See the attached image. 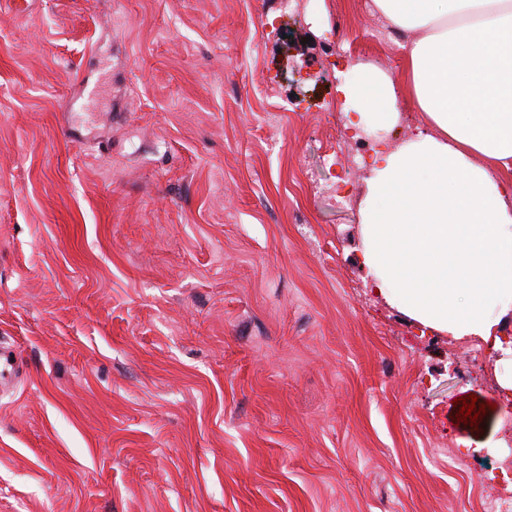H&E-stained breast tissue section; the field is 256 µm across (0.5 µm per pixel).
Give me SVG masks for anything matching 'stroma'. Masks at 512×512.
<instances>
[{"label":"stroma","mask_w":512,"mask_h":512,"mask_svg":"<svg viewBox=\"0 0 512 512\" xmlns=\"http://www.w3.org/2000/svg\"><path fill=\"white\" fill-rule=\"evenodd\" d=\"M373 0L0 7V512H485L512 348L362 264ZM476 395L479 425L456 423Z\"/></svg>","instance_id":"obj_1"}]
</instances>
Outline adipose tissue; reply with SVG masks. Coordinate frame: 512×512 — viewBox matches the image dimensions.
<instances>
[{"instance_id":"1","label":"adipose tissue","mask_w":512,"mask_h":512,"mask_svg":"<svg viewBox=\"0 0 512 512\" xmlns=\"http://www.w3.org/2000/svg\"><path fill=\"white\" fill-rule=\"evenodd\" d=\"M404 45L402 75L359 63L339 84L349 123L397 122L398 96L429 129L370 165L363 261L408 318L457 338L512 321V0H374ZM509 170L496 179L494 169Z\"/></svg>"}]
</instances>
